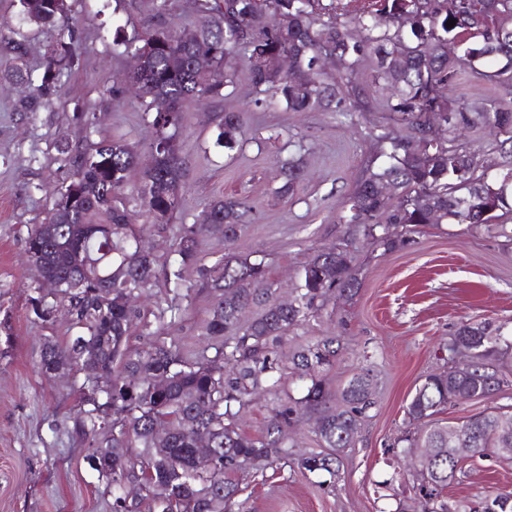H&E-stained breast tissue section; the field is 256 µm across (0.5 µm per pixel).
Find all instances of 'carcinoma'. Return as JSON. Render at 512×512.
I'll list each match as a JSON object with an SVG mask.
<instances>
[{"instance_id":"carcinoma-1","label":"carcinoma","mask_w":512,"mask_h":512,"mask_svg":"<svg viewBox=\"0 0 512 512\" xmlns=\"http://www.w3.org/2000/svg\"><path fill=\"white\" fill-rule=\"evenodd\" d=\"M29 22L51 24L60 37L46 52L41 87L50 95L65 70L74 67L69 14L57 12L52 0H15ZM319 0H194L202 20L199 37L190 47L178 44L174 34L158 29L137 47L142 64L136 79L142 84V110L158 139L170 142L169 153L135 151L121 139H104L77 156L70 182L57 197L76 195L71 208L52 209L49 222L39 224L25 240L41 277L58 282V291L30 298L31 312L48 320L66 305L79 332L66 343L44 344L39 368H96L101 381L82 384L81 410L73 418V432L95 442L91 455L111 462L106 488L117 492L137 482L151 512H230L241 491L240 480L256 466L279 463L290 457L288 427L298 409L319 413L314 432L328 452H311L297 459L309 473H339L341 454L352 447L357 430L372 407L373 376L366 369L355 374L339 395H332L312 378L305 394L279 404L266 434L258 439L239 427L249 396L260 389L273 391L278 383L277 346L289 328L315 316L328 292L350 300L359 290L351 264V242L344 240L314 255L304 266L288 306L272 299L263 263L224 256L216 266L198 268L202 284L211 290L213 304L205 336L214 355L202 351L183 356L175 339L164 336L166 313L181 310L194 285L186 284L184 270L197 262V239L218 232L233 239L243 231L252 211L246 199L216 198L208 205V223L179 227L176 247L164 261L141 255L135 248L139 233L169 223L179 210L175 184L183 177L178 144L184 104L196 97L226 100L238 78L236 56L246 61L244 75L256 96L257 107H281L288 112L354 114L389 112L397 125H374L371 137L376 157L367 164L348 199L345 224H356L363 235L388 248L399 244L389 227L400 224H487L490 212L512 218V168L489 178L479 172L477 154L457 142L455 131L489 125L503 136L500 146L512 148V106L498 102L459 103L445 94L460 74L469 72L489 83L512 87V0H382L388 25L379 28L363 16L339 20L316 9ZM282 21L272 25L271 15ZM455 26L447 27L448 20ZM365 31L361 38L351 27ZM465 44L448 55V43ZM287 53L294 59L293 76L258 71L255 53ZM335 57V73L315 69L321 53ZM369 62L382 81L383 98L371 99L361 66ZM436 123L448 126V140L432 146L426 131ZM239 115L224 112L216 144L232 150L243 142ZM287 181L279 188L294 191L301 174L300 160L288 159ZM140 168L142 185L127 197V174ZM385 184L396 187L397 200H379ZM136 201L149 223L127 221L126 203ZM170 286V302L159 310V327L149 331L140 312L127 299L154 288L157 270ZM261 307L258 317L242 321L238 308ZM149 341L131 350L129 336L137 328ZM502 327L489 322L463 323L446 347L443 371L432 373L416 388L405 414L424 426L423 436L406 435L409 448H429L413 479L419 487L421 512H448L438 498L455 477L459 461L448 452V437L463 430L473 435L472 453L490 450L512 458V407L490 406L461 422H439L434 416L448 405L491 401L504 378L496 365ZM468 342L479 354L466 366L454 361L456 345ZM341 351L338 336H324L296 351L291 362L299 376L330 365ZM167 379L165 388L156 381ZM171 435L159 454L155 426ZM208 433L217 448L216 466L197 472L189 463L194 436ZM167 488L158 501L155 486ZM482 512H512V492L486 499Z\"/></svg>"}]
</instances>
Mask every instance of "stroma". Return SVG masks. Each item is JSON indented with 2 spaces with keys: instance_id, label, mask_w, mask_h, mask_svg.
<instances>
[{
  "instance_id": "35a3bbf8",
  "label": "stroma",
  "mask_w": 512,
  "mask_h": 512,
  "mask_svg": "<svg viewBox=\"0 0 512 512\" xmlns=\"http://www.w3.org/2000/svg\"><path fill=\"white\" fill-rule=\"evenodd\" d=\"M78 63L65 72L51 97L40 83L48 43L57 32L23 20L13 0H0V512H112V496L87 457L91 440L72 434L81 404L83 371L49 378L38 363L45 342L65 343L73 334L64 311L37 320L29 298L41 283L25 251L34 225L44 223L54 192L71 180L74 149H91L123 137L146 150L155 136L140 100L123 88L132 48L145 32L164 26L195 31L201 22L192 0H68ZM25 43L23 62L32 78L7 80L15 66L10 40ZM240 115L248 141L225 150L215 143L225 111ZM390 115L373 112L349 123L329 112L259 109L252 87L239 79L230 101L200 98L187 104L179 134L184 160L181 206L166 231L144 233L156 255L174 248L179 225L200 223L211 200L236 196L254 207L252 221L234 241L199 236V264L225 254L264 263L278 300L291 297L298 275L322 248L352 242L360 289L352 302L328 293L316 317L292 327L278 349L281 393L300 398L306 383L290 362L292 352L329 334L343 350L315 376L340 390L363 368L375 375L373 406L337 477L298 469L295 458L319 449L313 413L301 415L288 433L293 460L260 467L244 477L232 512H395L415 506L416 490L401 454V436L411 431L405 410L416 388L442 370L437 353L461 323L500 325L502 345H512V239L492 225L426 224L404 244L388 249L370 243L356 226L341 223L347 200L375 147L369 129ZM484 170L496 176L512 168L491 128L463 129ZM301 155L304 176L292 195L278 192L282 162ZM184 276L195 291L186 310L167 329L185 356L207 342L203 323L212 297L199 287L196 266ZM512 492V459L464 456L443 493L448 508L478 506L487 497Z\"/></svg>"
}]
</instances>
